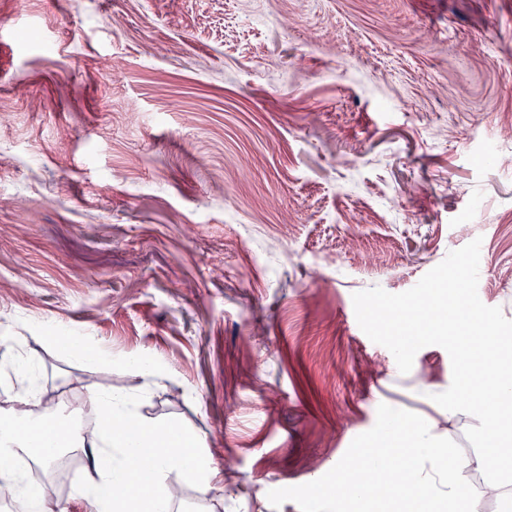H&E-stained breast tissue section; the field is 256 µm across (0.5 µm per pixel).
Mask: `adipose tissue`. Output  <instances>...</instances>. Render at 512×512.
<instances>
[{"label":"adipose tissue","instance_id":"ef3b65f1","mask_svg":"<svg viewBox=\"0 0 512 512\" xmlns=\"http://www.w3.org/2000/svg\"><path fill=\"white\" fill-rule=\"evenodd\" d=\"M448 347L456 356L461 375L448 387L449 416L470 413L472 403L468 388L477 376L475 366L484 361L502 364L505 375L492 384L481 405L485 413L480 423L483 437L504 436L512 432V337L496 329L477 338L466 334L461 307L448 302ZM143 382L135 392L125 390H91L86 405L101 422L98 435L85 437L79 424L37 422L26 429L15 426L11 412L0 413V451H33L41 465L57 458L59 449H81L86 453L93 477L86 489L97 512H123L112 500L110 489L133 481L148 487L151 512H171L172 502L165 480L172 465H180L185 477L195 479L205 489H218L222 478L216 467L205 462L198 450L202 438L171 425L148 423L140 412L146 395L161 388L162 377L156 367L141 371ZM111 418L127 419L132 429L108 426ZM368 467L377 470H403L414 487L413 496L405 498L404 512H483L482 501L487 489L501 492L512 489V469L508 468L500 449L483 446L474 452H449L441 456L427 431L405 438L384 431L364 454Z\"/></svg>","mask_w":512,"mask_h":512}]
</instances>
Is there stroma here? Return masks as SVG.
I'll list each match as a JSON object with an SVG mask.
<instances>
[{"mask_svg":"<svg viewBox=\"0 0 512 512\" xmlns=\"http://www.w3.org/2000/svg\"><path fill=\"white\" fill-rule=\"evenodd\" d=\"M506 155L512 0H0V350L41 396L165 372L142 413L224 472L179 512H336L387 423L474 445L441 290L512 332Z\"/></svg>","mask_w":512,"mask_h":512,"instance_id":"obj_1","label":"stroma"}]
</instances>
